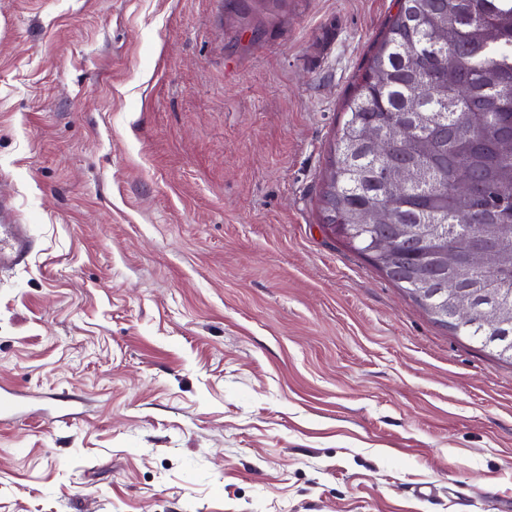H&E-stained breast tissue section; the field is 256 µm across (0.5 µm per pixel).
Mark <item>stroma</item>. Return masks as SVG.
Wrapping results in <instances>:
<instances>
[{"label":"stroma","mask_w":512,"mask_h":512,"mask_svg":"<svg viewBox=\"0 0 512 512\" xmlns=\"http://www.w3.org/2000/svg\"><path fill=\"white\" fill-rule=\"evenodd\" d=\"M396 0H0V512H512V363L325 226ZM8 217L3 224L2 213ZM0 269L21 264L33 246V240L26 224L20 219L10 201L0 198Z\"/></svg>","instance_id":"stroma-1"}]
</instances>
